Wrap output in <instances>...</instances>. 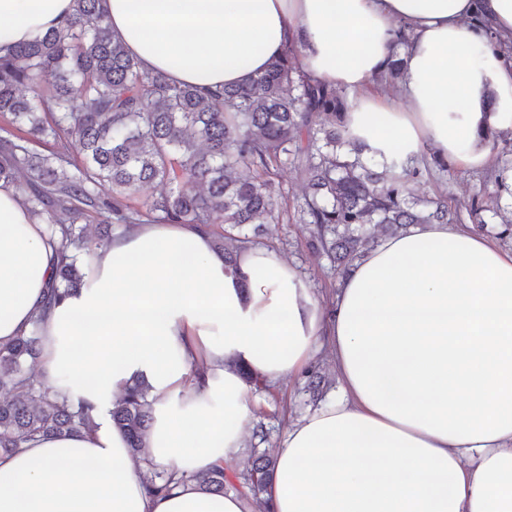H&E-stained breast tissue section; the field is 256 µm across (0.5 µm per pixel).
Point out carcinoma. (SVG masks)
Listing matches in <instances>:
<instances>
[{
    "instance_id": "1",
    "label": "carcinoma",
    "mask_w": 512,
    "mask_h": 512,
    "mask_svg": "<svg viewBox=\"0 0 512 512\" xmlns=\"http://www.w3.org/2000/svg\"><path fill=\"white\" fill-rule=\"evenodd\" d=\"M101 0H73L59 27L0 55V115L28 137L52 144L40 155L24 139H0V185L20 192L28 211L58 244L45 307L80 289L96 250L112 240L113 226L164 222L196 224L214 238L224 261L233 231L280 221L273 176L292 162L307 191L298 221L315 230L308 242L338 274L364 254L375 232L410 224H450L443 198L409 197L411 160L368 166L362 146L342 122L344 91L310 78L302 53L288 49L266 70L239 86L198 88L150 72L112 33ZM52 88L50 94L42 86ZM27 88L32 96L21 92ZM83 158H65L70 141ZM147 184L170 187L151 201ZM101 232L91 238L86 224ZM222 225L216 232L215 225ZM40 319L0 346V452L19 450L41 436L69 435L92 423L93 406L78 404L37 384L26 364L39 359ZM149 385L131 380L109 410L112 423L140 461L153 422ZM275 458H255L232 489L256 499L267 491ZM205 490L226 491L224 462L194 475ZM150 495L170 490L172 476H144Z\"/></svg>"
}]
</instances>
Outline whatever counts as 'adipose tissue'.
Masks as SVG:
<instances>
[{"mask_svg": "<svg viewBox=\"0 0 512 512\" xmlns=\"http://www.w3.org/2000/svg\"><path fill=\"white\" fill-rule=\"evenodd\" d=\"M150 71L237 85L289 46L350 94L365 156L492 160L512 133V0H102ZM72 0H0V48L59 25ZM408 27V41L399 30ZM401 60L395 97L366 94ZM55 249L0 187V343L41 322L52 390L94 425L0 453V512H512V250L457 224L381 238L331 309L278 253L224 262L193 224H138L97 250L82 288L45 308ZM340 396L290 424L263 502L204 490L238 456L253 390L299 375L320 348ZM133 377L153 401L150 458L177 475L146 491L107 412ZM194 479L205 490L216 493L224 494L228 489L226 486V473L224 468V461H221L210 468L197 472Z\"/></svg>", "mask_w": 512, "mask_h": 512, "instance_id": "1", "label": "adipose tissue"}]
</instances>
